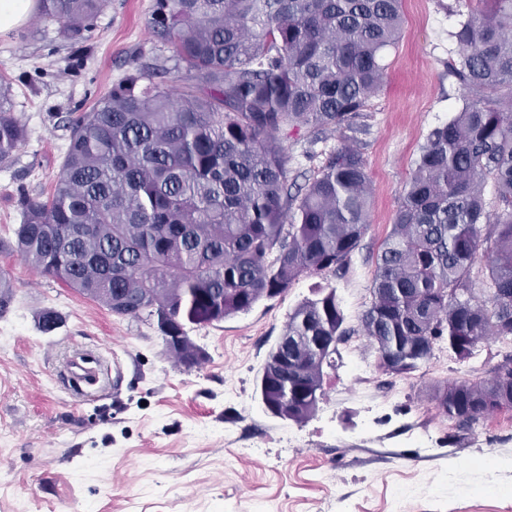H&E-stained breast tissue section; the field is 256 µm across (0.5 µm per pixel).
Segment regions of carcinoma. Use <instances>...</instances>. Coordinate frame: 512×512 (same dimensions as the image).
I'll list each match as a JSON object with an SVG mask.
<instances>
[{"label": "carcinoma", "instance_id": "1", "mask_svg": "<svg viewBox=\"0 0 512 512\" xmlns=\"http://www.w3.org/2000/svg\"><path fill=\"white\" fill-rule=\"evenodd\" d=\"M401 3L154 0L150 24L171 55L134 65L70 123L51 196H19L12 251L118 315L169 325L185 337L168 348L184 366L189 353L206 361L189 329L247 313L302 277H345L371 208L356 119L384 84ZM106 4L39 0V17L80 42ZM476 4L448 62L465 104L414 162L360 317L386 374L414 372L445 336L459 361L484 341L512 345V0ZM299 127L337 145L292 193L275 135ZM27 136L0 78L1 167ZM478 265L487 301L473 293ZM345 321L330 283L288 315L259 380L273 416L313 415L331 345L351 335ZM431 398L462 430L512 407V351L487 378L439 383Z\"/></svg>", "mask_w": 512, "mask_h": 512}]
</instances>
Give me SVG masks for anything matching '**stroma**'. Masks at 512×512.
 I'll return each mask as SVG.
<instances>
[{"mask_svg":"<svg viewBox=\"0 0 512 512\" xmlns=\"http://www.w3.org/2000/svg\"><path fill=\"white\" fill-rule=\"evenodd\" d=\"M451 2L403 0L401 38L384 56L385 83L361 120L370 224L336 283L355 333L326 369L325 395L306 422L272 416L257 383L317 277L248 313L190 329L208 359L189 369L175 363L155 323L114 314L0 251V276L12 285L0 314V512H512V412L462 431L429 396L441 382L487 377L497 343L481 344L465 362L442 344L418 371L392 376L356 330L414 160L432 127L463 104L448 73ZM153 3L109 0L80 45L58 24L31 17L0 33V76L28 128L13 165L0 168V241H13L21 222L19 194H51L71 119L136 63L166 54L150 29ZM308 135L303 127L277 136L288 180L299 186L327 149L308 146ZM48 310L58 325L46 333L40 316ZM76 349L119 364L120 373L104 389L77 394L61 372ZM414 428L432 433V448L416 447Z\"/></svg>","mask_w":512,"mask_h":512,"instance_id":"stroma-1","label":"stroma"}]
</instances>
